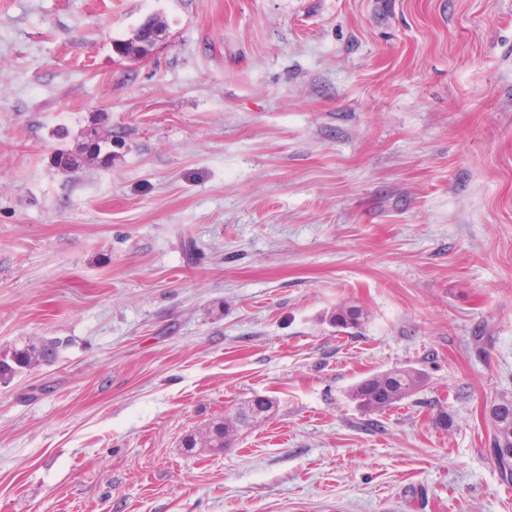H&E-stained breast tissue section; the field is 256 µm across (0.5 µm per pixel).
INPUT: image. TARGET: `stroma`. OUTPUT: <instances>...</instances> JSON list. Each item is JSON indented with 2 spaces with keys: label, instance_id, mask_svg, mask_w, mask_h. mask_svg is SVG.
I'll return each instance as SVG.
<instances>
[{
  "label": "stroma",
  "instance_id": "obj_1",
  "mask_svg": "<svg viewBox=\"0 0 512 512\" xmlns=\"http://www.w3.org/2000/svg\"><path fill=\"white\" fill-rule=\"evenodd\" d=\"M95 121L111 166L62 173ZM28 336L65 346L0 384V512H512V0H0V350ZM365 314L363 309L356 305L341 304L336 307V311L330 316V323L336 327V332L348 333V330L357 331L365 323ZM425 381L418 369L396 368L360 380L350 388L349 397L365 414L383 413L414 394ZM492 425L490 451L497 464L500 480L512 484V398L501 397L490 406ZM247 426L240 419L239 412L236 411L231 419L224 421H214L207 428L204 437V443L197 439L196 433L190 434L184 438L183 447L187 448V452L197 448L200 444L203 448H210L211 451L221 453L224 448H232L241 432Z\"/></svg>",
  "mask_w": 512,
  "mask_h": 512
}]
</instances>
